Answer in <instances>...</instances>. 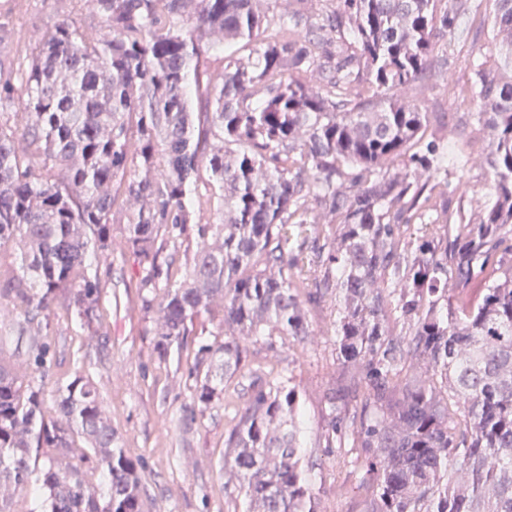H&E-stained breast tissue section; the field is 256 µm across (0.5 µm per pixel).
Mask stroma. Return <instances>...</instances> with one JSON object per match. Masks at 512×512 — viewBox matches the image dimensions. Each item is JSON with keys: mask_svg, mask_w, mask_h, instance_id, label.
I'll list each match as a JSON object with an SVG mask.
<instances>
[{"mask_svg": "<svg viewBox=\"0 0 512 512\" xmlns=\"http://www.w3.org/2000/svg\"><path fill=\"white\" fill-rule=\"evenodd\" d=\"M66 19L81 30L99 32L101 17L84 0H0V74L19 78L41 34ZM474 35L464 41L437 39L435 53L448 61L459 82H469L472 67L491 62L494 32L488 17H478ZM416 97L430 112L448 115V136L456 150L469 154L475 146L469 129L460 125L471 106L450 95L442 77L422 85ZM112 262L100 265L106 287L91 327H83L63 304L34 320L36 334L56 356L46 376L30 363V339L16 336L15 312L0 308V362L11 365L23 382L43 381L44 410L55 414L59 388L75 373L95 386L120 448L139 463L144 512H243L242 499L224 490V437L252 391V379H233L220 400L200 408L191 373L200 344L219 345L224 330L201 316L194 320L183 345H171L159 357L161 325L156 310L165 281L142 287L143 268L125 244L124 227H112ZM152 308H144V299ZM336 292L328 290L309 306V334L261 337L251 350L256 376L279 377L297 390L308 430L302 463L319 512H362L366 492L359 487L353 463L360 457L350 437L333 431L327 396L343 368L336 359ZM255 376V377H256Z\"/></svg>", "mask_w": 512, "mask_h": 512, "instance_id": "stroma-1", "label": "stroma"}]
</instances>
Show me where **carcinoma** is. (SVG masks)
I'll return each mask as SVG.
<instances>
[{"mask_svg":"<svg viewBox=\"0 0 512 512\" xmlns=\"http://www.w3.org/2000/svg\"><path fill=\"white\" fill-rule=\"evenodd\" d=\"M91 2L119 38L58 21L22 89L0 79V249L16 252L0 259V301L23 317L19 335L62 295L92 323L113 208L141 200L125 239L141 287L166 282L159 356L200 315L228 330L196 352L201 408L246 368L248 341L307 336L301 296L317 302L332 286L345 376L328 401L342 414L362 396L365 512H512V0H491L495 66L462 86L446 77L479 103L462 124L483 132L491 199L432 213L423 203L445 169L448 125L412 90L447 63L434 39H467L484 0H336L329 27L355 51L320 67L335 87L364 79L373 90L346 100L301 81L316 63L305 37L260 39L269 18L258 0ZM216 29L260 45L203 81L201 32ZM206 203L217 220L203 219ZM316 205L336 225L319 229ZM320 230L324 243L308 248ZM169 247L191 259H161ZM392 296L413 335L390 331ZM32 341L44 373L50 347ZM57 408L45 416L40 386L0 362V512H14L7 487L41 495L43 512H142L137 464L115 446L90 380L76 375ZM304 433L295 389L253 386L224 437L246 512H317ZM77 437L89 450L72 453Z\"/></svg>","mask_w":512,"mask_h":512,"instance_id":"carcinoma-1","label":"carcinoma"}]
</instances>
